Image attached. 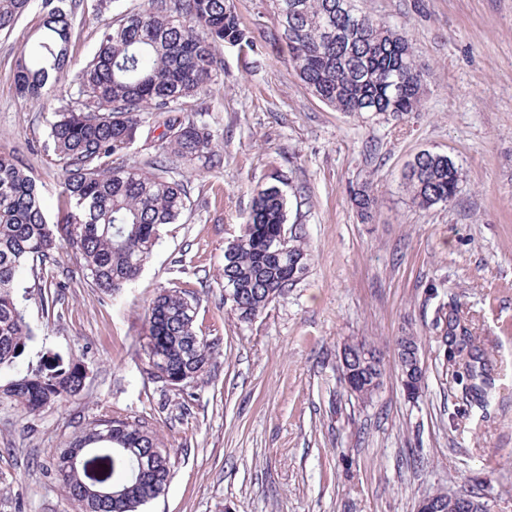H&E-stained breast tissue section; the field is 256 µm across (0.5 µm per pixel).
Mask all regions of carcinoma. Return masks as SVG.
Instances as JSON below:
<instances>
[{
  "label": "carcinoma",
  "mask_w": 512,
  "mask_h": 512,
  "mask_svg": "<svg viewBox=\"0 0 512 512\" xmlns=\"http://www.w3.org/2000/svg\"><path fill=\"white\" fill-rule=\"evenodd\" d=\"M280 18L270 42L288 54L299 79L340 112L418 110L423 73L409 41L376 23L359 0H269ZM40 35L14 64L18 94L57 100L49 124L55 160L65 179L55 216L41 186L10 155L0 154V369L10 368L33 330L19 296V276L55 262L65 250L79 261L91 286L105 295L133 281L152 256L161 227L187 210V189L169 174L178 163L212 170L224 159L210 126L187 114L186 104L221 69L224 44L253 49L232 0H144L100 33L94 55L70 75L73 7L69 0H0V31L12 29L32 6ZM157 134L161 153L148 169L126 162L142 133ZM412 202L427 208L456 195L459 171L446 156L425 151L404 176ZM355 205L371 217L374 198L361 189ZM288 202L274 183L252 191L240 234L224 249V306L243 322L254 320L308 269L309 249L288 231ZM197 297L165 288L144 306L148 341L144 373L161 389L184 387L206 375L215 348L196 327ZM448 363L458 367L465 395L480 402L490 386L486 353L472 340L457 302L443 314ZM380 370L361 368L345 391L362 401L379 388ZM85 368L55 359L40 371L13 374L0 385V405L36 414L63 406L84 388ZM88 448V466L71 462ZM146 462L133 472L135 454ZM47 477L59 482L78 512H140L158 499L172 477L170 453L139 420L104 417L82 427L52 455Z\"/></svg>",
  "instance_id": "1"
}]
</instances>
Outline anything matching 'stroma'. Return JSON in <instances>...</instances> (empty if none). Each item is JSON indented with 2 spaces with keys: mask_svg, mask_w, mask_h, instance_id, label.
<instances>
[{
  "mask_svg": "<svg viewBox=\"0 0 512 512\" xmlns=\"http://www.w3.org/2000/svg\"><path fill=\"white\" fill-rule=\"evenodd\" d=\"M138 0L96 15L77 0L73 68L94 54L104 23ZM254 50L221 46L222 69L191 101L216 132L223 167L175 172L190 206L164 225L139 276L106 297L60 254L45 281L66 280L55 305L22 280L34 330L20 370L58 356L87 371L80 396L32 416L0 407V512H77L44 469L77 427L102 416L140 420L169 451L172 479L146 512H417L442 490L481 494L488 512H512V0H361L403 34L424 74L418 111L345 113L315 97L268 35V0H233ZM29 11L0 32V153L13 154L55 212L62 170L47 150L55 100L15 89L14 63L38 36ZM424 151L460 173L448 204H413L404 173ZM279 173L288 221L310 250L307 274L255 320L224 307V249L251 190ZM376 207L363 223L353 203ZM198 297L197 327L218 354L203 379L161 391L143 372L144 305L163 288ZM457 300L491 362L483 404L466 401L436 327ZM422 340L425 383L406 397L396 340ZM366 339L386 372L368 402L342 388L338 353Z\"/></svg>",
  "mask_w": 512,
  "mask_h": 512,
  "instance_id": "stroma-1",
  "label": "stroma"
}]
</instances>
